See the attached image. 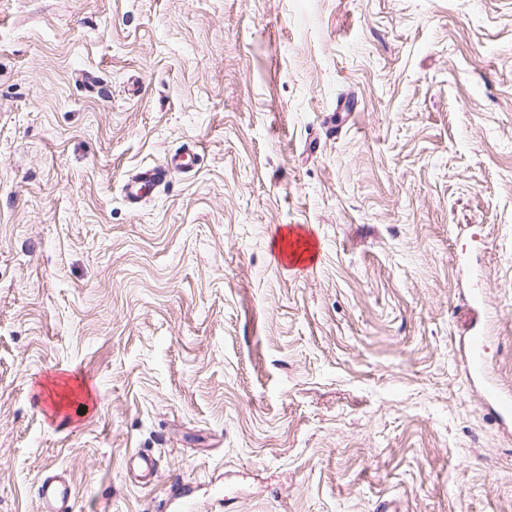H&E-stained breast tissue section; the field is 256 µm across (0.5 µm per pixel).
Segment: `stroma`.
Returning <instances> with one entry per match:
<instances>
[{"mask_svg":"<svg viewBox=\"0 0 512 512\" xmlns=\"http://www.w3.org/2000/svg\"><path fill=\"white\" fill-rule=\"evenodd\" d=\"M474 334L512 389V0H0V512H512ZM200 148L198 144H189L182 153L171 155L163 164L130 172L123 182L126 201L133 206L139 205L147 201L159 187L172 181L175 176L191 171L192 156ZM38 496L41 512H68L72 490L64 480L54 476L39 484Z\"/></svg>","mask_w":512,"mask_h":512,"instance_id":"1","label":"stroma"}]
</instances>
